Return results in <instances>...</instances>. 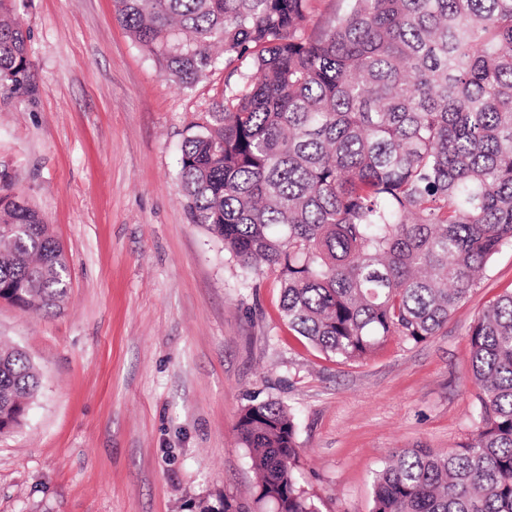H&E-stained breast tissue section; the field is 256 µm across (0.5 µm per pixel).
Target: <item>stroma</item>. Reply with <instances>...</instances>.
<instances>
[{"label": "stroma", "instance_id": "obj_1", "mask_svg": "<svg viewBox=\"0 0 512 512\" xmlns=\"http://www.w3.org/2000/svg\"><path fill=\"white\" fill-rule=\"evenodd\" d=\"M28 93L0 96V182L47 219L69 264L57 314L0 301V340L41 387L0 435V512H255L243 406L297 414L298 483L320 512H370L392 452L457 450L476 428L468 330L512 289V249L430 340L344 364L293 336L273 274L244 282L190 223L177 180L186 125L224 73L171 86L112 0H22Z\"/></svg>", "mask_w": 512, "mask_h": 512}]
</instances>
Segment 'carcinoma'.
Listing matches in <instances>:
<instances>
[{"label":"carcinoma","instance_id":"1","mask_svg":"<svg viewBox=\"0 0 512 512\" xmlns=\"http://www.w3.org/2000/svg\"><path fill=\"white\" fill-rule=\"evenodd\" d=\"M19 0H0V93L30 82ZM311 28V0H114L117 21L174 87L224 70L185 130L189 221L245 280L276 273L288 330L342 363L424 343L512 248V0H348ZM70 288L44 217L0 186V300L49 316ZM478 426L457 452L404 448L371 512H512V291L468 331ZM0 347V433L40 389ZM237 436L262 512H320L295 479V414L252 401Z\"/></svg>","mask_w":512,"mask_h":512}]
</instances>
